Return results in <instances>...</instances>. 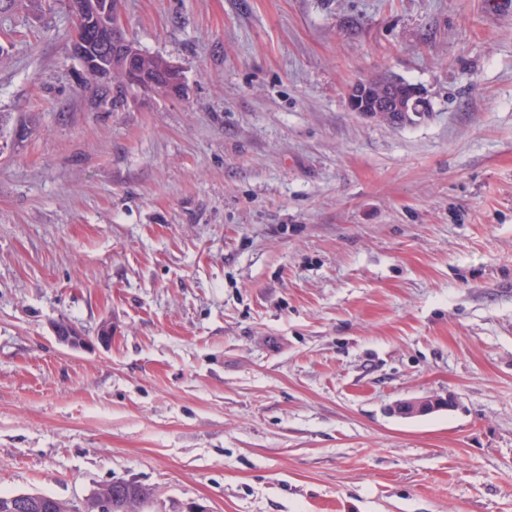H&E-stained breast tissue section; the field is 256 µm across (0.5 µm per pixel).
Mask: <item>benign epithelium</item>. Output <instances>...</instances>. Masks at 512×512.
Instances as JSON below:
<instances>
[{"label":"benign epithelium","mask_w":512,"mask_h":512,"mask_svg":"<svg viewBox=\"0 0 512 512\" xmlns=\"http://www.w3.org/2000/svg\"><path fill=\"white\" fill-rule=\"evenodd\" d=\"M71 5L86 13L85 27L80 29L73 40V51L83 66V75L93 76L97 81H112V70L93 60L91 47L98 42V49L112 65L123 70V84L127 87H142L146 83L159 86L167 95L180 97L185 94V83L179 68L169 61L162 63L163 77L169 80L164 85L151 79V75L140 65L135 45L123 36L124 25L121 16L110 10L108 0H92L87 4L83 0H72ZM348 107L367 117L385 116L389 122L397 124L425 114L426 98L416 86H405L401 80L391 75L380 77L377 86L356 82L347 91ZM452 399L429 396L401 401L393 408V414L400 417L424 416L435 411L449 408ZM124 495V484L110 482L97 488L87 502L83 512H106L112 500Z\"/></svg>","instance_id":"7a95c632"}]
</instances>
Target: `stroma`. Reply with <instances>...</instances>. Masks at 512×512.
Returning a JSON list of instances; mask_svg holds the SVG:
<instances>
[{
  "label": "stroma",
  "mask_w": 512,
  "mask_h": 512,
  "mask_svg": "<svg viewBox=\"0 0 512 512\" xmlns=\"http://www.w3.org/2000/svg\"><path fill=\"white\" fill-rule=\"evenodd\" d=\"M121 13L185 97L97 106L69 0L0 10V494L512 512V8ZM380 74L429 113L350 111ZM426 395L453 405L391 414Z\"/></svg>",
  "instance_id": "stroma-1"
}]
</instances>
